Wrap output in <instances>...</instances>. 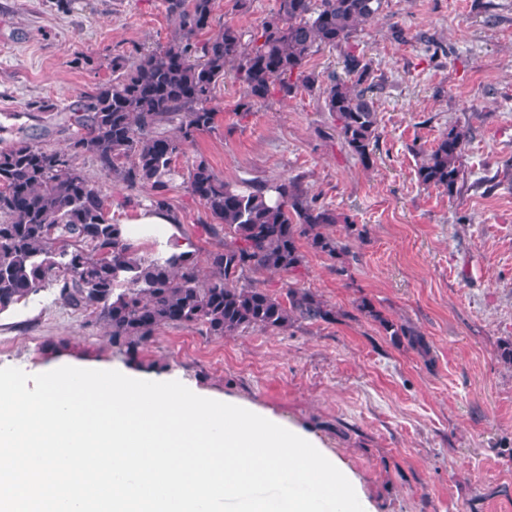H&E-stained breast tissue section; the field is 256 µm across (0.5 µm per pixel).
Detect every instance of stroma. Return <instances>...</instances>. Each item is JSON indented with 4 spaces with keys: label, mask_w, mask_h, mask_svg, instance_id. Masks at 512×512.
Masks as SVG:
<instances>
[{
    "label": "stroma",
    "mask_w": 512,
    "mask_h": 512,
    "mask_svg": "<svg viewBox=\"0 0 512 512\" xmlns=\"http://www.w3.org/2000/svg\"><path fill=\"white\" fill-rule=\"evenodd\" d=\"M276 8L216 0L215 15L247 29ZM172 30L163 0H0V140L21 132L66 148L68 107L111 78L113 60L132 62ZM356 41L380 77L370 166L342 148L317 93L274 94L242 112L229 78L214 94V130L177 158L168 192L173 232L203 258L221 238L183 183L187 159L233 182L303 175L344 218L332 227L350 247L344 274L311 250L300 270L338 310L335 323L229 338L165 327L132 361L49 288L0 313V368L173 375L312 435L354 476L367 512H512V369L498 355L512 339V182L450 197L419 183L415 154L456 124L470 131L468 181L512 161V0H383ZM81 165L118 223L149 206V187L131 192ZM365 298L416 326L430 358L393 345L357 311Z\"/></svg>",
    "instance_id": "1"
}]
</instances>
